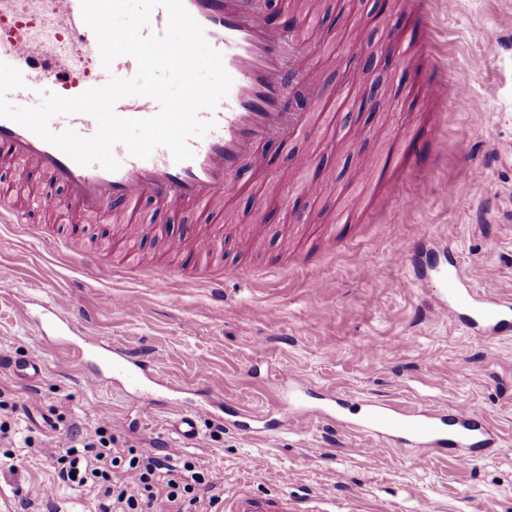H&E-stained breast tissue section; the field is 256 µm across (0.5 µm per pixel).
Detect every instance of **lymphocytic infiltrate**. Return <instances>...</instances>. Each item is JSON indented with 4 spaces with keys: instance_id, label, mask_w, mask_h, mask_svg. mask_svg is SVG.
<instances>
[{
    "instance_id": "f902f5d3",
    "label": "lymphocytic infiltrate",
    "mask_w": 512,
    "mask_h": 512,
    "mask_svg": "<svg viewBox=\"0 0 512 512\" xmlns=\"http://www.w3.org/2000/svg\"><path fill=\"white\" fill-rule=\"evenodd\" d=\"M58 457L60 481L83 487H103L97 512H152L157 496H164L168 512H195L202 492L219 489L220 476L198 471L191 461L161 452L160 448L112 446V420L101 423L83 438L65 436Z\"/></svg>"
}]
</instances>
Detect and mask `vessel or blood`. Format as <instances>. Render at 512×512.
Listing matches in <instances>:
<instances>
[{"label": "vessel or blood", "instance_id": "obj_1", "mask_svg": "<svg viewBox=\"0 0 512 512\" xmlns=\"http://www.w3.org/2000/svg\"><path fill=\"white\" fill-rule=\"evenodd\" d=\"M183 4L203 27L209 45L221 54L232 79L228 94L213 109L200 113L201 119L215 123L208 138H189L194 157L182 163L174 162L164 147L155 149L149 158L140 159L126 152L123 145H115L113 155L120 167L111 172L97 163L80 165L24 126L0 118V158L34 165L69 191L64 201L42 198L43 207L62 209L70 204L106 222L118 205L126 219V238H137L146 232L138 217L143 198H153L162 206L185 202L208 206L217 200L232 199L240 186L231 176L251 147L264 140L285 139L300 130L299 113L287 108L291 83L297 78L312 83L317 76L313 70L303 68L287 35L262 20L253 0H183ZM27 5L30 13L47 16L49 26L31 32L28 24L19 21L15 0H0V61L19 69L26 83L25 88L9 92L13 105L26 106L51 80L61 82L67 95L74 97L104 85L110 77L130 79L136 75L137 63L129 56L118 57L111 67H103L97 38L82 18L81 0H27ZM56 29L68 35L67 44L54 42L52 32ZM469 109L467 86L456 82L449 102L435 107L425 130L427 140L439 141L449 112ZM159 110V103L146 96H128L114 106L115 113L123 118H148ZM49 127L55 133L71 128L90 137L96 133L98 123L92 115L77 113L53 117ZM393 259L410 265L415 281L430 286L449 320L485 337L512 332V299L474 288L447 245H432L428 232H417L395 252ZM70 305L69 296L64 294L41 303L37 324L40 331L59 336L78 333L83 345L76 354L82 360L101 342L87 330H73L68 317ZM103 361L113 375L122 377L132 389L162 383L161 378L147 374L145 360L121 349L104 355ZM0 363L28 386H35L40 379L41 365L35 358L5 356ZM327 401V409L317 410V417L335 422L338 410L354 404L360 411L355 426L364 434L438 454L450 453L462 464L473 461L494 443L493 432L484 420L463 409H403L369 399L353 403L335 394L328 395ZM216 417L211 404L189 406L172 420L170 432L183 443L192 444L200 438L201 423ZM221 509L300 512L297 502L286 494L261 495L245 489L225 499Z\"/></svg>", "mask_w": 512, "mask_h": 512}]
</instances>
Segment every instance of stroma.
<instances>
[{"mask_svg":"<svg viewBox=\"0 0 512 512\" xmlns=\"http://www.w3.org/2000/svg\"><path fill=\"white\" fill-rule=\"evenodd\" d=\"M276 22L292 28L319 82L293 89L306 113L346 98L331 124L283 141L257 143L239 175L251 183L224 208L140 206L149 231L111 247L116 222L86 218L75 238L57 212L32 208L26 221L0 223V351L39 357L29 390L0 365V512H94L99 487L59 483L58 439L102 415L124 420L112 445L150 441L239 489L280 492L302 512H512V334L484 338L450 321L409 266L393 255L428 229L450 244L473 286L512 296V0H433L422 23L396 0H277ZM464 81L472 109L449 115L445 137L429 145L424 122L442 83ZM445 80V81H446ZM379 83L382 104L350 97ZM419 164L399 163L403 154ZM417 203L374 196L361 182L365 158ZM281 197L262 202L264 183ZM467 195L451 200L460 184ZM183 238L180 253L167 241ZM253 239L250 250L238 247ZM111 270L89 277L88 265ZM375 269L364 277L361 266ZM223 276L222 293L202 273ZM170 273L159 292L148 277ZM328 288H319V281ZM130 293L129 308L100 307L102 293ZM68 294L69 316L108 345L145 355L164 386L144 392L109 378L87 385L64 372L71 347L40 335L35 303ZM306 385L402 408L465 407L484 418L496 444L469 465L447 455L380 445L355 431L356 410L328 426L288 411V389ZM249 409L263 433L246 436L205 422L197 443L169 437L178 404L191 394ZM250 467H243V460Z\"/></svg>","mask_w":512,"mask_h":512,"instance_id":"stroma-1","label":"stroma"}]
</instances>
